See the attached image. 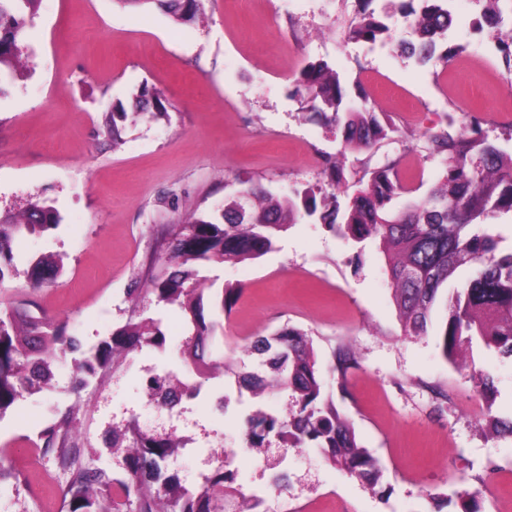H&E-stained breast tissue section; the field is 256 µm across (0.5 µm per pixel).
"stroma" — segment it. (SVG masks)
<instances>
[{"label":"stroma","instance_id":"35a3bbf8","mask_svg":"<svg viewBox=\"0 0 512 512\" xmlns=\"http://www.w3.org/2000/svg\"><path fill=\"white\" fill-rule=\"evenodd\" d=\"M194 21L174 22L157 11L118 0H40L20 46L21 65L0 97V213L17 214L33 201L61 216L51 231L27 236L24 260L0 288V303H36L66 321L69 334L92 348L131 315L162 317L165 352L129 357L116 372L74 390L71 357L57 360L52 389L23 395L0 418V463L13 467L53 424L76 407L84 461L115 471L113 424L134 420L142 433L166 416L147 402L144 382L181 373L180 313L160 311L153 296L131 304L128 290L157 268L173 225L192 215L221 214L224 202L249 181L284 196L323 182L327 157L341 147L335 129L309 121L291 91L305 67L327 61L359 88L377 111L408 134V144L382 143L375 153L351 152L344 166L354 180L365 164L399 159L402 202L421 199L442 167L421 150L422 135L460 124L477 111L489 139L512 138V89L494 38L481 30L475 0H449L455 24L440 45L454 48L448 64H420L397 49L410 30L399 0H373L389 26L391 44L348 41L344 32L358 0H202ZM159 94L169 116L127 121L112 141L103 120L113 107L132 108L141 86ZM60 255L64 272L35 292L27 258ZM218 287L239 288L214 354L232 355L234 337L252 341L283 327L307 334L320 362L323 389L377 459L369 485L332 466L316 448L270 442L247 447L242 419L261 409L280 416L287 395L240 390L234 375L203 384L183 400L179 431L195 437L166 467L188 487L218 466L223 443L235 457L232 478L261 499V512H512V439L495 436L488 415H512V359L473 343L465 364L442 354L435 333L404 336L385 258L374 246L357 250L323 225L299 221L275 250L256 260L201 268ZM348 345L357 365L346 381L331 371L335 349ZM490 374L496 392L478 394L474 376ZM476 400L472 418L462 407ZM287 473L278 491L267 468ZM70 478L55 455L40 457L19 480L0 481V512H66Z\"/></svg>","mask_w":512,"mask_h":512}]
</instances>
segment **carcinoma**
<instances>
[{
	"label": "carcinoma",
	"mask_w": 512,
	"mask_h": 512,
	"mask_svg": "<svg viewBox=\"0 0 512 512\" xmlns=\"http://www.w3.org/2000/svg\"><path fill=\"white\" fill-rule=\"evenodd\" d=\"M418 6H413V2ZM512 0H476L493 29L502 25L500 3ZM124 5L158 8L180 23L193 21L201 0H118ZM446 0H407L403 17L409 20L411 38L399 44L401 52L421 63H448V51H438V41L452 26ZM39 0H0V96L20 67L19 44L37 13ZM390 28L374 12L363 9L351 21L346 36L374 44L389 38ZM294 94L304 99L309 119L339 129L344 151L327 159L324 175L330 191L316 195L312 188L296 197H280L261 187L248 186L224 204L221 219L193 216L175 225L166 242L161 268L129 289L136 301L152 294L156 302L176 306L184 315L188 335L180 357L200 381H179L172 373L155 374L145 384L159 403L167 394L193 399L202 383L223 377L234 367L246 366L245 358L269 355L271 376L248 371L238 375L239 387L259 395L266 390L291 394L295 410L284 418L255 410L246 420L248 447L258 448L274 433L285 448H317L325 459L352 477L373 484L379 464L358 443L351 423L333 399L323 393L317 355L306 335L287 328L249 343L241 356L213 358L207 354L221 316L231 311L236 289L225 288L210 304L194 266L201 262H243L269 252L280 233L296 223L297 216L317 217L332 232L356 243L377 245L386 261L393 299L403 334H427L432 312L441 298L442 286L462 266L471 275L461 288L446 295L447 315L441 327V347L446 360L459 363L473 340L512 358V249L499 248L501 237L481 229L497 213H512V150L482 134L476 119L467 118L460 128L426 135L427 156L445 164L441 178L427 195L394 207L402 190L397 159L367 166L354 180L352 191H340L343 159L347 150H371L397 133L395 125L362 98L349 95L339 74L324 61L309 64L297 80ZM136 109L163 118L166 107L153 91L142 88ZM128 112L112 109L104 126L112 140L121 139ZM60 223L58 213L36 201L18 215L0 217V288L16 272L17 247L28 234L44 233ZM62 259L42 254L28 262V286L37 289L55 283L63 273ZM167 335L161 322L152 318L128 319L95 347L84 349L67 333L66 324L46 318L25 307L0 306V417L24 393L46 390L57 354L74 356L76 390L105 371H116L130 354L162 352ZM333 370L345 379L357 360L347 347L333 353ZM81 431L74 409L59 414L40 435L37 448L54 454L71 478L64 497L68 512H260L261 501L239 497L240 488L219 467L204 481L189 488L167 472L166 460L180 447L173 432L143 434L135 426L112 427V449L119 458L122 477L84 465L67 447Z\"/></svg>",
	"instance_id": "cac0c4a2"
}]
</instances>
